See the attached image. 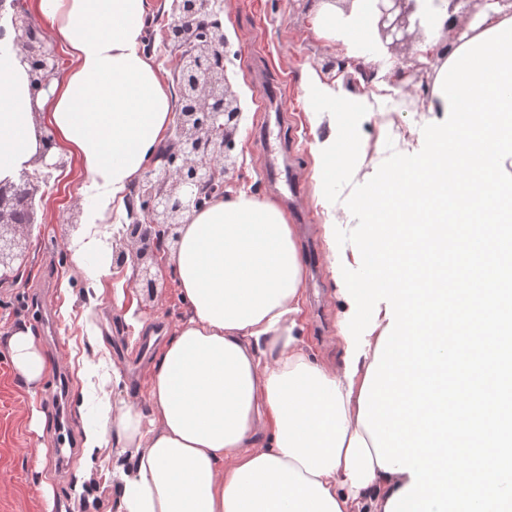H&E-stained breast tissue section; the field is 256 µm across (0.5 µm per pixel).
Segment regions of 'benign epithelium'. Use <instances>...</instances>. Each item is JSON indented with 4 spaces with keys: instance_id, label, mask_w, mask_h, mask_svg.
I'll use <instances>...</instances> for the list:
<instances>
[{
    "instance_id": "1",
    "label": "benign epithelium",
    "mask_w": 512,
    "mask_h": 512,
    "mask_svg": "<svg viewBox=\"0 0 512 512\" xmlns=\"http://www.w3.org/2000/svg\"><path fill=\"white\" fill-rule=\"evenodd\" d=\"M370 17L381 41L391 50L409 45L423 30L428 15L422 0H369ZM220 0H170L171 22L164 42L176 57L175 79L180 107L175 112L167 153L157 156L159 169L138 183L140 209L130 210V222L115 236L112 263H131L136 282L148 298L157 297L158 269L168 241H177L185 212L201 207L205 198L227 186L234 172L231 156L242 110L227 76L229 44L220 20ZM0 35L20 49L22 63L31 60L32 99L48 90L62 68L61 55L41 28L27 15L0 16ZM36 162L44 174L64 162L52 153V131L39 134ZM37 188L27 169L0 180V279L15 271L22 253L15 237L19 228L35 223ZM26 218H16L18 203Z\"/></svg>"
}]
</instances>
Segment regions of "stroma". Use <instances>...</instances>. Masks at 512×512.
<instances>
[{"mask_svg":"<svg viewBox=\"0 0 512 512\" xmlns=\"http://www.w3.org/2000/svg\"><path fill=\"white\" fill-rule=\"evenodd\" d=\"M318 6L313 0H224L221 22L232 55L228 76L242 107L233 154L236 171L232 191H243L281 202L298 231L299 250H312L318 262L307 267L304 290L307 340L318 357L338 358L336 347L339 303L335 279L327 259L323 225L327 214L317 204L311 179L313 114L304 96L307 69L324 70L335 79L329 61L344 58L342 41L316 37L310 20ZM392 62L414 68L409 84L395 94V106L368 115L359 127L362 151L353 184L368 181L386 159V142L401 146L409 133L441 121L439 113L421 110L407 120L412 102H426L430 86L426 69L417 65L416 48L393 51ZM280 84L286 92L288 119L272 129L281 143V156L299 191L295 202L282 201L265 176V157L256 133L266 115L258 107L261 80ZM390 125L389 139H381V125ZM86 185L73 159L40 183L39 212L32 227L20 230L23 261L13 276L0 280V512H116L112 498L115 448L93 454L78 451L63 479H55L60 431L83 438L100 419V398L112 388L113 400L146 406L145 369L186 306L170 272H163L155 300L142 296L131 267L113 268L110 277L97 279L102 261L112 257V236L126 214L110 223L87 226L81 205ZM135 320H128V313ZM28 326L48 354L43 388L30 395L11 367L5 330ZM124 384L112 385L114 376ZM44 417L42 432L32 431V411ZM45 449L41 471L31 460Z\"/></svg>","mask_w":512,"mask_h":512,"instance_id":"35a3bbf8","label":"stroma"}]
</instances>
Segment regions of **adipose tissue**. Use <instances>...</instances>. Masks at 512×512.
I'll use <instances>...</instances> for the list:
<instances>
[{
    "instance_id": "ef3b65f1",
    "label": "adipose tissue",
    "mask_w": 512,
    "mask_h": 512,
    "mask_svg": "<svg viewBox=\"0 0 512 512\" xmlns=\"http://www.w3.org/2000/svg\"><path fill=\"white\" fill-rule=\"evenodd\" d=\"M155 0H29L30 12L70 63L31 100L17 51L0 55V177L32 167L37 124L55 150L122 199L174 121L172 89L143 50ZM461 35L431 62L440 72L460 46L512 18L497 0H475ZM348 54L392 63L360 0L342 13ZM166 261L186 305L148 372L149 410L103 401L112 421L85 445L131 449L120 465L117 512H385L409 473L380 468L359 398L387 315L368 336L354 378L345 361L317 357L305 338L304 267L297 230L276 203L216 196L186 213ZM16 376L38 392L45 374L30 328L9 330Z\"/></svg>"
}]
</instances>
